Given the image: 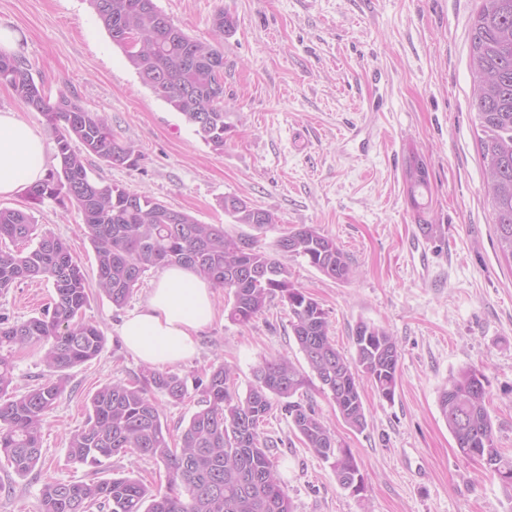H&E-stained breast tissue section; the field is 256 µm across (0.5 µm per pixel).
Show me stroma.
I'll return each mask as SVG.
<instances>
[{"label": "stroma", "mask_w": 512, "mask_h": 512, "mask_svg": "<svg viewBox=\"0 0 512 512\" xmlns=\"http://www.w3.org/2000/svg\"><path fill=\"white\" fill-rule=\"evenodd\" d=\"M189 35L212 39L219 11L237 20L224 36V121L231 133L216 151L184 117L145 86L89 0H0V28L17 33L16 56L30 65L48 96L74 93L102 113L115 140L132 144L135 167L95 156L93 177L149 195L230 235L256 238L266 250L302 224L335 238L355 277L326 278L305 258H288L296 287L323 308L337 348L354 357L359 322L384 327L400 352L393 400L364 387V430L351 429L333 400L309 389L322 420L350 448L364 479L354 495L330 465L306 448L284 411L263 431L294 512H512L499 480L483 462L462 456L439 409L449 377L472 365L487 378L497 445L512 455V263L502 256L484 189L473 105L470 28L482 0H155ZM428 170L417 211L406 190L410 152ZM234 194L274 212L256 228L233 223L220 202ZM0 208L33 215L38 232L67 242L88 281L84 320L105 336L102 352L70 370L42 436L40 475L17 476L0 461V512H37L44 478L136 477L165 484L162 464L120 454L100 469L75 464L71 434L87 419L101 387L141 373L115 327L147 298L161 275L152 268L122 307L96 284L95 248L76 206L25 193ZM438 224L428 240L419 223ZM51 281L36 279L0 292V317L20 323L51 306ZM216 315L196 355L173 370L188 395H157L161 417L180 435L198 409L197 385L210 367L228 363L246 393L263 358L306 360L290 326L288 305L273 299L249 325L233 323L230 290L213 291ZM45 347L11 355L16 393L46 378Z\"/></svg>", "instance_id": "35a3bbf8"}]
</instances>
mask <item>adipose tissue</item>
<instances>
[{
	"label": "adipose tissue",
	"mask_w": 512,
	"mask_h": 512,
	"mask_svg": "<svg viewBox=\"0 0 512 512\" xmlns=\"http://www.w3.org/2000/svg\"><path fill=\"white\" fill-rule=\"evenodd\" d=\"M43 136L12 111H0V198L45 176ZM214 317L212 290L193 270L166 268L145 303L119 327L127 350L144 363L167 367L194 357L203 326Z\"/></svg>",
	"instance_id": "1"
}]
</instances>
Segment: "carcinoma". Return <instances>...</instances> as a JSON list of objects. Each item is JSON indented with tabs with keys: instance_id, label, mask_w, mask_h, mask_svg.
Segmentation results:
<instances>
[{
	"instance_id": "obj_1",
	"label": "carcinoma",
	"mask_w": 512,
	"mask_h": 512,
	"mask_svg": "<svg viewBox=\"0 0 512 512\" xmlns=\"http://www.w3.org/2000/svg\"><path fill=\"white\" fill-rule=\"evenodd\" d=\"M89 2L142 82L181 113L205 144L224 150L228 127L221 48L189 36L155 0ZM123 21L143 40L141 51L128 49L118 32ZM213 27L219 36L229 35L237 20L220 12ZM471 49L484 184L499 247L512 258V0H482L471 27ZM0 84L55 130L60 168L29 187L27 196L38 202H68L82 212L84 233L96 252L97 286L113 305H124L152 267L187 266L216 288L238 280L241 287L234 292L230 319L245 326L274 298L286 301L300 351L321 391L331 395L352 429L366 426L362 381L383 399H394L399 349L385 328L359 323L353 336L355 357L347 358L330 337L320 304L295 286L288 265L258 240L233 237L221 224H201L162 201L91 178L87 154L111 166L133 167L137 162L135 148L116 141L99 113L84 108L66 91L50 98L35 82L27 61L15 55L0 53ZM404 177L416 206V193L427 187V166L419 155L412 154ZM222 207L236 224L278 223L274 213L234 194L224 196ZM35 231L30 214L0 208V291L35 278L52 281L55 291L50 317L14 324L0 319V350L49 343L44 354L48 377L22 394L14 392L11 360L0 355V456L21 477L32 474L41 462L43 426L63 392L67 371L97 357L105 345L99 326L81 317L88 300L87 279L69 246L44 233L33 248L24 247ZM275 247L283 255L305 258L337 282L354 277L349 255L312 225L287 232ZM309 384L290 359L273 356L255 370L254 382L242 396L231 366L220 364L200 384L199 409L176 440L149 391L184 400L187 391L177 374L146 368L135 380L107 384L92 396L84 427L70 437L68 458L100 467L131 451L163 464L165 490L129 477L49 480L41 488L38 512H293L270 453L274 444L260 429L276 399L283 401L281 410L304 445L330 464L339 487L357 495L363 490L359 466L319 418L307 396ZM439 409L459 451L483 461L512 499V456L496 445L485 376L471 366L460 368L441 390Z\"/></svg>"
}]
</instances>
